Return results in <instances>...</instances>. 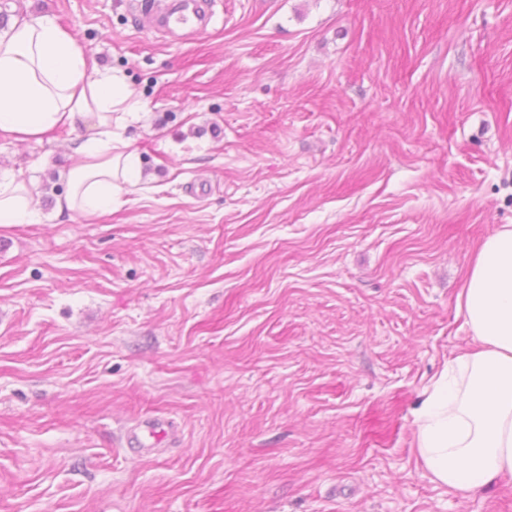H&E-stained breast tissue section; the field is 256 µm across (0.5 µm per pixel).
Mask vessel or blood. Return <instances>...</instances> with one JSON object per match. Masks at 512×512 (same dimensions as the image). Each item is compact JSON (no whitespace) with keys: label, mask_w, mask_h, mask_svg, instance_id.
Instances as JSON below:
<instances>
[{"label":"vessel or blood","mask_w":512,"mask_h":512,"mask_svg":"<svg viewBox=\"0 0 512 512\" xmlns=\"http://www.w3.org/2000/svg\"><path fill=\"white\" fill-rule=\"evenodd\" d=\"M142 17L148 28L170 37L186 38L205 32L213 12L209 0H154Z\"/></svg>","instance_id":"b4317fda"}]
</instances>
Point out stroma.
Here are the masks:
<instances>
[{
	"mask_svg": "<svg viewBox=\"0 0 512 512\" xmlns=\"http://www.w3.org/2000/svg\"><path fill=\"white\" fill-rule=\"evenodd\" d=\"M129 0L51 16L142 112L120 205L43 204L89 127L0 135V512H512L425 476L414 411L473 346L456 294L512 224V0ZM138 422L168 431L127 447ZM207 0H172L153 2L142 13L143 25L163 34L186 38L205 32L214 16ZM34 185L0 172V224H18L31 214Z\"/></svg>",
	"mask_w": 512,
	"mask_h": 512,
	"instance_id": "35a3bbf8",
	"label": "stroma"
}]
</instances>
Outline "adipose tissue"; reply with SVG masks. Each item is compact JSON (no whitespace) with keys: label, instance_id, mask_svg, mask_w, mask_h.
Masks as SVG:
<instances>
[{"label":"adipose tissue","instance_id":"obj_1","mask_svg":"<svg viewBox=\"0 0 512 512\" xmlns=\"http://www.w3.org/2000/svg\"><path fill=\"white\" fill-rule=\"evenodd\" d=\"M129 99L123 75H89L83 48L53 18L17 21L0 32V133L25 141L62 127L91 129L71 145L78 163L59 213L112 206L133 184L138 159L113 130L114 122L137 120ZM35 194L33 184L0 174V224L28 217ZM455 307L475 346L426 389L415 413V448L433 482L466 497L512 478V224L472 252Z\"/></svg>","mask_w":512,"mask_h":512}]
</instances>
